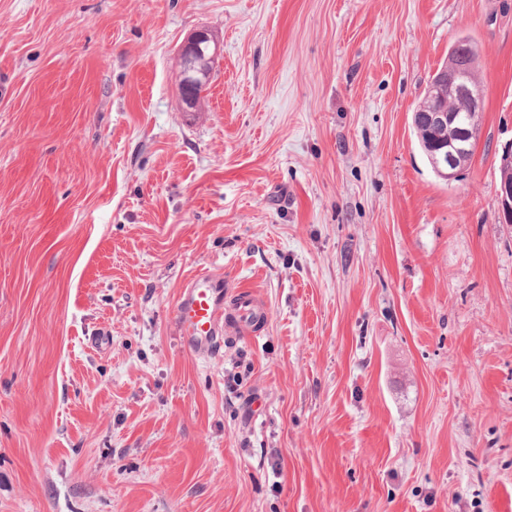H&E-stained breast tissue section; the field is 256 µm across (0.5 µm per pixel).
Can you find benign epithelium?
<instances>
[{"label":"benign epithelium","mask_w":512,"mask_h":512,"mask_svg":"<svg viewBox=\"0 0 512 512\" xmlns=\"http://www.w3.org/2000/svg\"><path fill=\"white\" fill-rule=\"evenodd\" d=\"M187 70L180 73L186 83L205 80L207 63L220 55V45L209 30L194 32L181 48ZM460 61L442 67L437 81L427 94L426 104L412 113V120L435 133L430 143L429 159L434 170L450 181L467 163L473 143L480 136L483 92L478 82ZM503 172L497 186L499 218L512 223V145L503 150L500 158Z\"/></svg>","instance_id":"benign-epithelium-1"}]
</instances>
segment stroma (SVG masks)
<instances>
[{"label": "stroma", "instance_id": "35a3bbf8", "mask_svg": "<svg viewBox=\"0 0 512 512\" xmlns=\"http://www.w3.org/2000/svg\"><path fill=\"white\" fill-rule=\"evenodd\" d=\"M465 35L446 181L411 116ZM511 144L512 0H0V512H512ZM219 271L265 319L197 354ZM181 54L187 63L181 67L180 79L184 76L186 84L200 82L208 77L207 63L215 61L220 55V45L212 38L209 30L200 29L182 46ZM185 65L188 68L183 73ZM459 45L469 49L467 62L475 77L478 48L470 37H458L448 52L445 65L429 82L424 95L425 98L429 90L426 104L412 113L413 122L424 124L431 132H435L434 140L428 144L425 131L412 124L419 145L427 157L430 145L429 159L432 167L448 181L454 179L466 165L471 147L480 136L482 119L483 92L470 71L466 70L467 64L463 62L466 53H460L459 62L446 64L456 59ZM437 74V81L433 85ZM460 112H466L465 122L458 121ZM501 179L497 186L499 218L505 224L512 223V145L503 150L500 158ZM499 170V172H500ZM503 173H505L503 175ZM225 288L224 275L214 272L193 277L182 288L173 324L191 351L208 353L224 340Z\"/></svg>", "mask_w": 512, "mask_h": 512}]
</instances>
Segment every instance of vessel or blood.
<instances>
[{
	"label": "vessel or blood",
	"mask_w": 512,
	"mask_h": 512,
	"mask_svg": "<svg viewBox=\"0 0 512 512\" xmlns=\"http://www.w3.org/2000/svg\"><path fill=\"white\" fill-rule=\"evenodd\" d=\"M227 292L224 276L207 272L191 278L184 285L173 317V324L184 345L196 353H206L220 346L224 339V308ZM259 298L241 292L235 314L241 325L252 323L259 313Z\"/></svg>",
	"instance_id": "b4317fda"
}]
</instances>
